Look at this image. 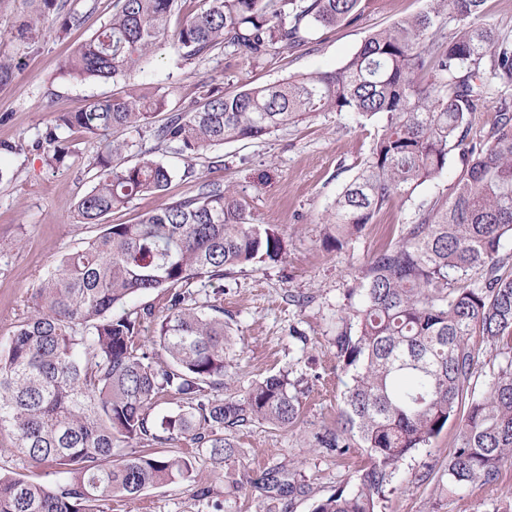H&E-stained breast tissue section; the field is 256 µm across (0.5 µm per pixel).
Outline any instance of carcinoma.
<instances>
[{
  "instance_id": "carcinoma-1",
  "label": "carcinoma",
  "mask_w": 512,
  "mask_h": 512,
  "mask_svg": "<svg viewBox=\"0 0 512 512\" xmlns=\"http://www.w3.org/2000/svg\"><path fill=\"white\" fill-rule=\"evenodd\" d=\"M32 2L35 16L22 36L63 9L60 0ZM177 2L114 0L110 20L68 55L63 73L128 82L162 46ZM485 2L431 0L428 11L374 33L334 70L231 94L212 88L158 127L152 119L168 109L166 91L116 92L57 113L36 144L54 168L67 156L57 130L102 141L92 161L96 182L76 210L78 223L100 224L141 193H165L173 177L152 158L124 165L128 143L112 139L117 129H144L192 158L319 112L356 114L378 130L329 211L337 245L393 200L411 199L458 152L448 196L420 204L415 221L371 257L345 295L332 347L349 381L336 429L317 435L315 447L340 458L357 446L367 460L349 490L316 501L312 512H377L401 463L451 421L456 444L439 479L448 494L495 485L512 464V359L492 372L482 393L473 388L482 351L512 350V255L501 253L512 238V36L485 20ZM207 3L174 34L187 60L218 47L258 59L276 45L299 46L317 28L355 21L362 0ZM491 101L493 123L473 133L476 113ZM283 251L276 227L250 222L230 187L206 183L137 224L105 225L48 271L31 310L0 340V432L58 480L0 474V512H109L114 498L133 501L152 485L192 478L191 457L161 459L148 446L185 439L221 459L235 453L227 428L253 420L296 424L310 385L289 370L266 376L242 398L221 397L230 327L221 292L198 299L231 269L275 261ZM156 290L171 293L154 330L166 365L137 343L143 315L128 307ZM164 394L179 405L155 417ZM253 484L306 493L282 468Z\"/></svg>"
}]
</instances>
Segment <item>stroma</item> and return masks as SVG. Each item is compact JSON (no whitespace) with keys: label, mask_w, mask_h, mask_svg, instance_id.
<instances>
[{"label":"stroma","mask_w":512,"mask_h":512,"mask_svg":"<svg viewBox=\"0 0 512 512\" xmlns=\"http://www.w3.org/2000/svg\"><path fill=\"white\" fill-rule=\"evenodd\" d=\"M63 3L60 15L50 16L27 39L17 29L32 10L31 0H0V63L11 66L9 79L0 82V339L13 334L44 274L100 231L78 223L75 212L95 182L90 162L99 140L60 131L70 156L57 169L46 165L36 143L56 113L115 91L112 81L73 80L61 71L72 49L110 19L113 0ZM429 7L430 0H363L356 21L317 30L307 42L258 60L228 49L186 60L167 46L133 81L146 91L164 88L171 109H181L199 102L209 88L238 92L334 69L374 32ZM375 131L353 115L324 112L258 140L208 149L190 161L149 134L118 132L129 144L125 164L148 155L169 166L174 177L164 194L136 196L109 214L107 223H138L161 204L195 196L202 183L212 182L233 187L254 223L277 226L283 234L281 259L235 268L219 283L234 358L224 397L241 398L252 383L282 369L306 375L312 391L296 426L252 421L225 430L238 453L224 463L188 441L154 445L161 456H191L192 479L147 488L132 503L114 499L112 512H312L315 500L351 487L363 449H350L342 461L311 448L318 433L335 427L347 380L330 348L336 310L370 257L397 241L420 203L446 198L458 171L457 161H450L441 177L418 187L410 200H394L342 247L329 245L323 219L368 155ZM455 441L451 423L403 461L380 512H512V466L493 486L469 485L453 496L439 489ZM288 465L308 484V495L291 499L254 488L253 478L263 471Z\"/></svg>","instance_id":"35a3bbf8"}]
</instances>
